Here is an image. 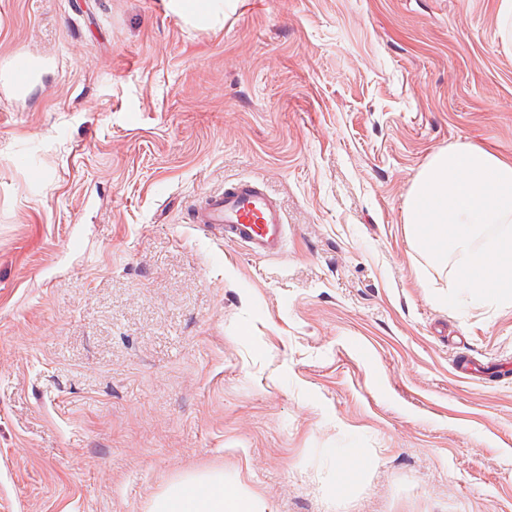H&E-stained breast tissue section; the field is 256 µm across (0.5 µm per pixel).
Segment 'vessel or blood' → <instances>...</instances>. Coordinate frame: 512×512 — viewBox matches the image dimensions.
<instances>
[{"label": "vessel or blood", "instance_id": "vessel-or-blood-1", "mask_svg": "<svg viewBox=\"0 0 512 512\" xmlns=\"http://www.w3.org/2000/svg\"><path fill=\"white\" fill-rule=\"evenodd\" d=\"M36 63L25 53L12 58V84L22 91L30 84ZM201 230H220L225 240L246 246L255 256L279 254L286 242L287 226L280 206L256 181L241 179L205 195L190 216Z\"/></svg>", "mask_w": 512, "mask_h": 512}]
</instances>
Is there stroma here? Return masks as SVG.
<instances>
[{
	"label": "stroma",
	"instance_id": "1",
	"mask_svg": "<svg viewBox=\"0 0 512 512\" xmlns=\"http://www.w3.org/2000/svg\"><path fill=\"white\" fill-rule=\"evenodd\" d=\"M167 2L0 0V71L42 65L0 81V512L206 470L263 512H512V306L443 303L403 222L435 152L512 158L496 0ZM241 178L282 254L190 224ZM169 6L184 18L205 23H215L224 15L223 0H169ZM36 69L35 60L26 53H17L12 58V84L14 89L23 91L30 84Z\"/></svg>",
	"mask_w": 512,
	"mask_h": 512
}]
</instances>
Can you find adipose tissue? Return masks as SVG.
<instances>
[{
	"instance_id": "ef3b65f1",
	"label": "adipose tissue",
	"mask_w": 512,
	"mask_h": 512,
	"mask_svg": "<svg viewBox=\"0 0 512 512\" xmlns=\"http://www.w3.org/2000/svg\"><path fill=\"white\" fill-rule=\"evenodd\" d=\"M148 512H259L256 503L225 482L223 472H192L170 484Z\"/></svg>"
}]
</instances>
